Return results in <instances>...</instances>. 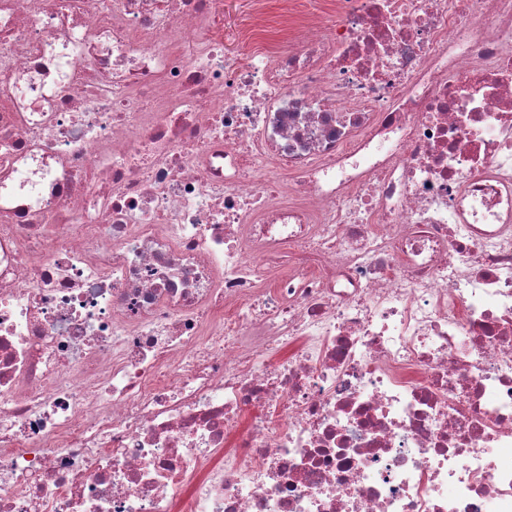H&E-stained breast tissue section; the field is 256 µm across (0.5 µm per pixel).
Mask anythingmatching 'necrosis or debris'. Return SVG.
<instances>
[{
	"mask_svg": "<svg viewBox=\"0 0 512 512\" xmlns=\"http://www.w3.org/2000/svg\"><path fill=\"white\" fill-rule=\"evenodd\" d=\"M0 0V512H512V0ZM226 2L227 6L224 11V36L227 38L228 49L235 54L243 50L242 42V22L238 15V10L235 11L234 1Z\"/></svg>",
	"mask_w": 512,
	"mask_h": 512,
	"instance_id": "4bbe7bcc",
	"label": "necrosis or debris"
}]
</instances>
